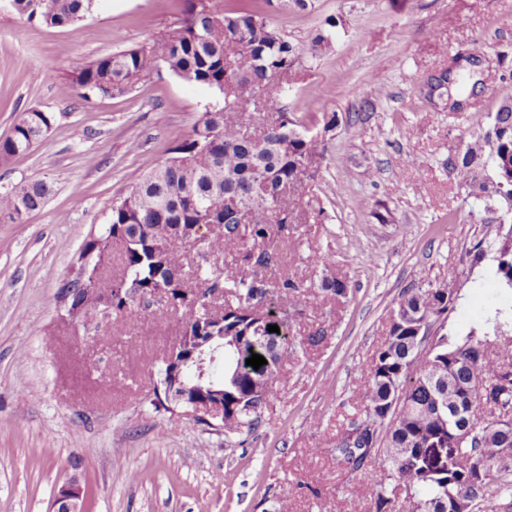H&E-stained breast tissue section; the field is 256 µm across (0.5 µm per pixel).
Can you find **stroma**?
Wrapping results in <instances>:
<instances>
[{
	"mask_svg": "<svg viewBox=\"0 0 512 512\" xmlns=\"http://www.w3.org/2000/svg\"><path fill=\"white\" fill-rule=\"evenodd\" d=\"M184 0H94L77 27L27 20L0 0V139L24 112L55 115L28 153L0 164V192L44 181V205L0 217V512H51L54 488L80 471L87 512H362L379 484L338 469L329 450L362 405L365 371L406 288L451 286L446 322L464 335L512 290L493 286L491 258L512 201L473 195L459 159L512 98V0H313L301 13L268 12L297 45L300 80L288 110L311 132L337 119L316 181L298 191L287 233L269 244L271 280L318 285L345 278L347 300L291 322L300 349L252 430H223L155 411L161 358L175 314L133 305L129 337L88 336L61 320L57 292L87 236L107 234L116 200L163 163L214 90L165 67L128 94L58 87L100 57L161 38ZM336 42L312 54L327 17ZM450 69L447 105L421 92ZM324 329L325 338L308 337Z\"/></svg>",
	"mask_w": 512,
	"mask_h": 512,
	"instance_id": "35a3bbf8",
	"label": "stroma"
}]
</instances>
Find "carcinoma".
I'll list each match as a JSON object with an SVG mask.
<instances>
[{
	"label": "carcinoma",
	"mask_w": 512,
	"mask_h": 512,
	"mask_svg": "<svg viewBox=\"0 0 512 512\" xmlns=\"http://www.w3.org/2000/svg\"><path fill=\"white\" fill-rule=\"evenodd\" d=\"M93 0H12L17 13L50 26H73L92 8ZM228 0H186L180 26L150 43L101 57L59 86L68 96L76 87L109 96L130 92L159 64L178 78L206 85L223 105L206 110L192 134L177 142L171 157L153 169L111 207L108 233L90 236L82 246L92 253L88 266L78 265L60 308L61 318L88 333L99 332L98 308L112 306V333L126 331L124 315L135 294L168 289L162 309L177 313L183 351L194 346L201 325L224 333L225 435L252 429L258 411L273 398L274 384L295 344L268 331L262 306L268 299L289 302L300 314L324 299L349 294L347 282L326 276L318 287L303 288L289 279L270 282L265 271L278 263L266 245L272 232L288 230L290 189L319 176L325 142L336 127V114L323 116L319 133L300 130L285 100L299 64L296 46L272 27L261 8H231ZM279 10L305 11L312 0H262ZM336 19L328 17L314 38L312 52L331 49ZM265 112L257 130L241 131L239 113ZM54 115L25 113L10 136L0 139V163L23 154L50 129ZM490 158L497 173V193L512 198V108L496 112L484 143H470L461 157L472 173ZM46 187L26 183L0 194V215L22 216L43 206ZM176 224L205 225V233L184 247L202 259L237 250L235 275L218 264L185 265L179 250L165 248ZM506 232L495 242L494 275L512 288V218L503 215ZM119 250L121 274L112 277V250ZM224 297L221 321H209L214 293ZM457 298L454 288H405L391 313L388 336L368 371L362 408L336 434L331 456L351 476L371 467L387 470V483L372 493L375 512H390L405 493L407 512H468L485 501L491 485L502 500L512 501V481L500 472L512 458L494 459L497 448H512V382L503 384L500 365L485 353L490 339L512 331V312L496 309L479 329L449 341L445 319ZM433 332V351L419 352L422 332ZM267 364L246 365L252 354ZM501 397L490 416L471 402L477 382ZM466 430L469 442L458 449L450 470L428 468L425 456L437 441Z\"/></svg>",
	"instance_id": "obj_1"
}]
</instances>
